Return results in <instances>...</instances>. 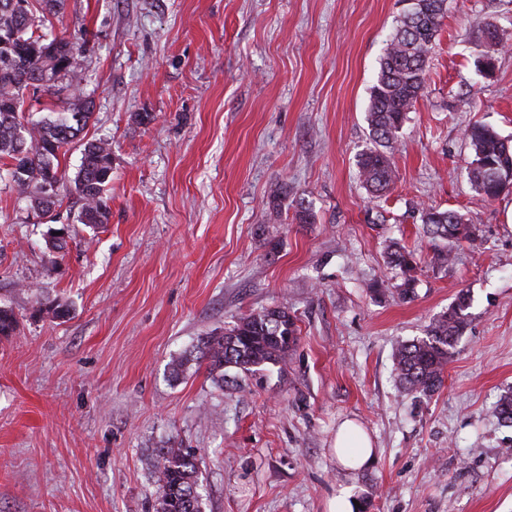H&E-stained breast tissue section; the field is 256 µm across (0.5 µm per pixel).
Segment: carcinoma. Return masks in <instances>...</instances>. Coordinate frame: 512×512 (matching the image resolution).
Wrapping results in <instances>:
<instances>
[{
	"label": "carcinoma",
	"mask_w": 512,
	"mask_h": 512,
	"mask_svg": "<svg viewBox=\"0 0 512 512\" xmlns=\"http://www.w3.org/2000/svg\"><path fill=\"white\" fill-rule=\"evenodd\" d=\"M446 0H417L397 21L371 88L366 122L369 145L359 154V177L374 197L387 196L395 184L392 154L398 134L422 95L429 54L441 30ZM65 0H0V162L8 166L18 194L33 212L50 216L59 202L57 186L69 181L83 200L80 222L96 226L108 220L105 197L112 181V144L104 139L82 141L93 115V102L80 91L70 94L64 106L55 101L58 83L83 67L82 47L55 34L50 16L60 14ZM488 47L484 58L495 64V47L501 44L498 27L488 23L482 32ZM47 96L44 108L50 117L33 124L24 110L29 90ZM473 159L468 178L479 195L494 200L512 192V144L489 124L475 121L465 132ZM80 144L81 161L69 177L62 159ZM54 183L56 188L47 185ZM424 232L443 243L434 262L445 267L454 250L474 242L478 227L454 210L421 208ZM387 263L397 270L394 289L403 301L416 296L420 258L397 242L387 251ZM471 298L461 291L454 302L432 318L424 336L399 344L393 354L397 383L404 395L428 398L444 386L445 373L455 346L467 329ZM17 327L13 310L0 306V336ZM298 328L288 304L253 312L239 318L198 348L196 360L206 363L216 381L224 370L252 373L268 364L286 361L296 345ZM498 421L512 427V393L494 406ZM156 512H202L195 461L183 448L158 451Z\"/></svg>",
	"instance_id": "carcinoma-1"
}]
</instances>
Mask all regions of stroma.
Here are the masks:
<instances>
[{
	"label": "stroma",
	"instance_id": "35a3bbf8",
	"mask_svg": "<svg viewBox=\"0 0 512 512\" xmlns=\"http://www.w3.org/2000/svg\"><path fill=\"white\" fill-rule=\"evenodd\" d=\"M447 6L378 200L356 163L403 0H66L53 25L84 48L72 86L93 101L89 137L112 143L110 213L81 224L67 185L48 224L0 179V305L19 321L0 336V512H155L170 446L195 453L204 512H329L351 483L361 512H512V427L492 413L512 389V193L472 189L464 138L480 120L512 141V0ZM299 201L314 223L295 221ZM425 205L479 227L448 267L427 263ZM392 239L426 260L411 302L369 290L393 275ZM463 289L443 389L403 395L395 347ZM280 302L300 329L284 366L228 369L222 388L192 361ZM346 419L376 449L354 475L336 463Z\"/></svg>",
	"mask_w": 512,
	"mask_h": 512
}]
</instances>
